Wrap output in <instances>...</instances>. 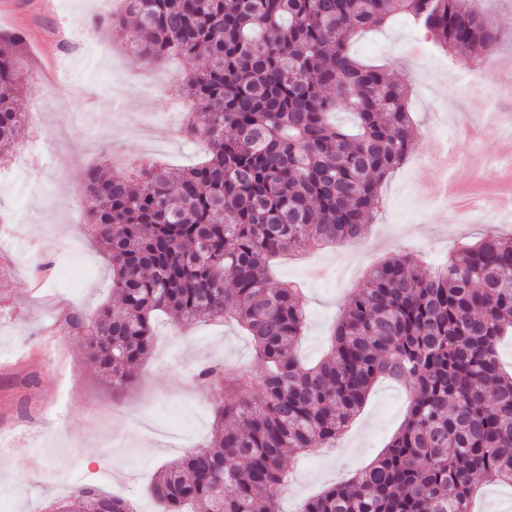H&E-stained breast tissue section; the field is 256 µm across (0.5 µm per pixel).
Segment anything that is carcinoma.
I'll return each mask as SVG.
<instances>
[{
	"label": "carcinoma",
	"mask_w": 512,
	"mask_h": 512,
	"mask_svg": "<svg viewBox=\"0 0 512 512\" xmlns=\"http://www.w3.org/2000/svg\"><path fill=\"white\" fill-rule=\"evenodd\" d=\"M106 26L136 19L130 47L147 62L206 57L175 92L208 159L189 168L144 160L91 171L79 185L88 225L112 263L108 305L66 314L112 391L151 356L157 317L233 321L250 337L262 393L243 371L207 365L197 384L224 390L213 437L160 471L164 512H280L287 455L336 443L384 379L410 395L381 456L301 512H471L475 478L512 486V235L485 234L448 260L411 253L372 266L344 298L326 348L298 356L299 289L273 275L283 251L336 247L364 234L380 187L414 139L407 86L359 59L362 31L405 16L435 47L480 56L497 29L472 0H122ZM25 36L0 35V144L25 137L17 106ZM337 112L352 117L343 127ZM47 512H137L91 483Z\"/></svg>",
	"instance_id": "1"
}]
</instances>
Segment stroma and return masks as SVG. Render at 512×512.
Listing matches in <instances>:
<instances>
[{
    "label": "stroma",
    "mask_w": 512,
    "mask_h": 512,
    "mask_svg": "<svg viewBox=\"0 0 512 512\" xmlns=\"http://www.w3.org/2000/svg\"><path fill=\"white\" fill-rule=\"evenodd\" d=\"M6 3L0 31H25L26 82L40 85L42 98L27 92L19 98L35 117L39 162L0 180V220L8 223V243L0 245V512H43L46 502L83 483L130 499L140 512H160L148 495L156 472L210 438L214 409L224 402L223 390L192 382L193 369L220 362L257 376L251 340L230 323L183 326L161 318L154 354L136 369L134 383L116 393L63 315L74 306L91 314L116 303L111 265L84 227L78 187L87 171L136 155L175 166L199 161L181 120L156 106L189 66L146 62L131 50L127 29L96 31L109 0ZM478 6L501 37L489 54L496 72L512 73V0H478ZM355 48L385 65L393 80L414 86L417 137L383 183V203L363 237L275 261L278 277L302 290L307 321L300 354L310 361L321 356L345 295L364 285L371 265L402 251L433 265L487 230L455 223L437 194L425 192L418 204L409 190L412 182L436 180L429 162L448 150L464 160L449 180L472 192L471 176L483 168L484 154L457 141L440 119L448 98L465 115L479 94L453 80L429 81L432 46L420 28L404 22L364 35ZM407 402L402 386L379 382L336 447L285 458L296 484L281 502L283 512H299L311 496L373 463L400 427ZM132 415L138 424L129 423ZM91 455L97 461L90 465Z\"/></svg>",
    "instance_id": "35a3bbf8"
}]
</instances>
